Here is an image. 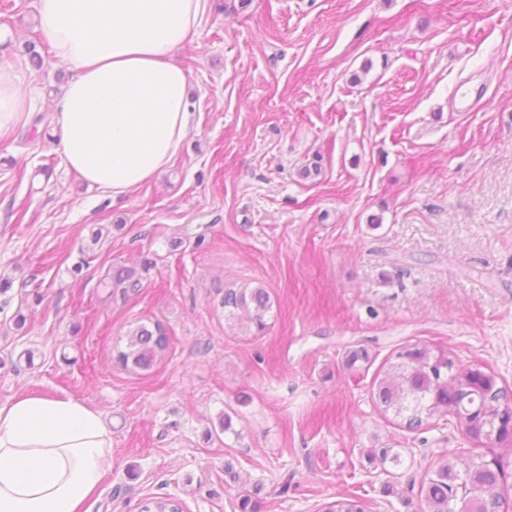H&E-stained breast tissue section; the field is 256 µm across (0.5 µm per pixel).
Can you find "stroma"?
<instances>
[{
    "mask_svg": "<svg viewBox=\"0 0 512 512\" xmlns=\"http://www.w3.org/2000/svg\"><path fill=\"white\" fill-rule=\"evenodd\" d=\"M42 39L35 0H0V61L26 69L35 114L70 76L31 68ZM174 60L192 127L131 193L70 171L50 121L0 142V402L102 413L112 458L87 512H238L245 494L260 512H423L450 450L502 458L512 502V450L449 416L406 429L372 389L416 343L512 389V0H211ZM465 87L482 99L460 112ZM120 266L137 291L101 287ZM244 284L274 300L263 335L218 305ZM156 322L172 343L155 366H116ZM378 448L400 454L392 473Z\"/></svg>",
    "mask_w": 512,
    "mask_h": 512,
    "instance_id": "obj_1",
    "label": "stroma"
}]
</instances>
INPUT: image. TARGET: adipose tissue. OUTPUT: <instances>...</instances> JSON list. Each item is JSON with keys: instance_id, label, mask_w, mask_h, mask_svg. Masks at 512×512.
<instances>
[{"instance_id": "obj_1", "label": "adipose tissue", "mask_w": 512, "mask_h": 512, "mask_svg": "<svg viewBox=\"0 0 512 512\" xmlns=\"http://www.w3.org/2000/svg\"><path fill=\"white\" fill-rule=\"evenodd\" d=\"M209 0H36L72 76L52 115L66 166L121 195L177 155L192 122L175 49ZM27 73L0 63V141L27 124ZM112 457V433L80 401L22 395L0 404V512H83Z\"/></svg>"}]
</instances>
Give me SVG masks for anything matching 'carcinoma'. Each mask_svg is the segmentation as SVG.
Returning <instances> with one entry per match:
<instances>
[{
	"instance_id": "1",
	"label": "carcinoma",
	"mask_w": 512,
	"mask_h": 512,
	"mask_svg": "<svg viewBox=\"0 0 512 512\" xmlns=\"http://www.w3.org/2000/svg\"><path fill=\"white\" fill-rule=\"evenodd\" d=\"M138 284L135 271H113L112 287L125 293ZM219 306L233 319L240 311L247 314V329L258 335L267 328L273 302L266 288L245 285L224 291ZM170 344L161 324L152 328L140 325L126 345L115 351L114 359L124 369L148 370ZM374 396L383 410L403 417L409 429L421 427L435 415L450 414L470 443L478 446L494 441L512 446V435H497L499 426L507 423L512 413L507 391L483 370L458 366L451 353L440 346L413 344L397 351L377 381ZM503 475L500 462L493 466L480 456L450 451L442 455L433 475L421 483L420 496L426 512H502L503 500L496 487ZM140 512L182 510L172 498L151 497L140 503ZM325 512H365V504L358 497L340 499L326 506Z\"/></svg>"
}]
</instances>
